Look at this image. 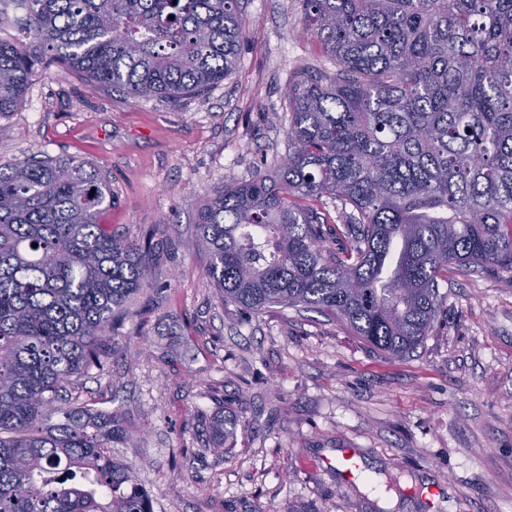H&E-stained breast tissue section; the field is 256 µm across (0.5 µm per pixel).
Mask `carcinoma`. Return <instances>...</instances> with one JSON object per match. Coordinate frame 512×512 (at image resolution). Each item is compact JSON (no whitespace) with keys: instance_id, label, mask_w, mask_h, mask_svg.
I'll use <instances>...</instances> for the list:
<instances>
[{"instance_id":"carcinoma-1","label":"carcinoma","mask_w":512,"mask_h":512,"mask_svg":"<svg viewBox=\"0 0 512 512\" xmlns=\"http://www.w3.org/2000/svg\"><path fill=\"white\" fill-rule=\"evenodd\" d=\"M239 0H28L0 40V117L48 57L96 89L177 105L235 69ZM336 73L288 86V158L194 209L208 274L249 311L342 319L392 358L434 328L448 268L512 273V0H299ZM341 207L325 247L324 199ZM107 179L78 158L0 167V512H153L112 459V413L67 394L152 281L151 225L101 223ZM37 247H32V244ZM219 455L237 421L206 424Z\"/></svg>"}]
</instances>
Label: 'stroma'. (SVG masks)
<instances>
[{
  "mask_svg": "<svg viewBox=\"0 0 512 512\" xmlns=\"http://www.w3.org/2000/svg\"><path fill=\"white\" fill-rule=\"evenodd\" d=\"M240 9L236 68L203 96L134 98L46 61L0 118V165L83 159L116 195L104 223L129 239L159 227L155 284L103 368L80 377V400L116 414L112 456L135 468L153 512H512V274L450 272L431 335L403 359L325 313L224 303L209 277L196 202L279 169L289 82L336 71L299 0ZM221 410L238 430L218 457L201 422ZM344 450L360 465L349 481Z\"/></svg>",
  "mask_w": 512,
  "mask_h": 512,
  "instance_id": "stroma-1",
  "label": "stroma"
}]
</instances>
